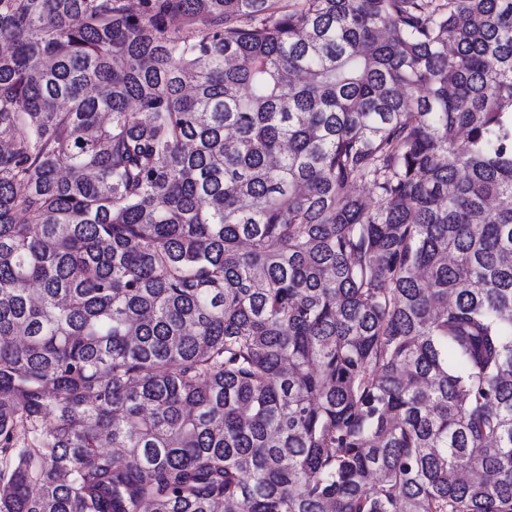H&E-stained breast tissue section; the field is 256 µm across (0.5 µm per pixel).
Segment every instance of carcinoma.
I'll list each match as a JSON object with an SVG mask.
<instances>
[{
  "label": "carcinoma",
  "instance_id": "carcinoma-1",
  "mask_svg": "<svg viewBox=\"0 0 512 512\" xmlns=\"http://www.w3.org/2000/svg\"><path fill=\"white\" fill-rule=\"evenodd\" d=\"M0 36V512H512V0Z\"/></svg>",
  "mask_w": 512,
  "mask_h": 512
}]
</instances>
